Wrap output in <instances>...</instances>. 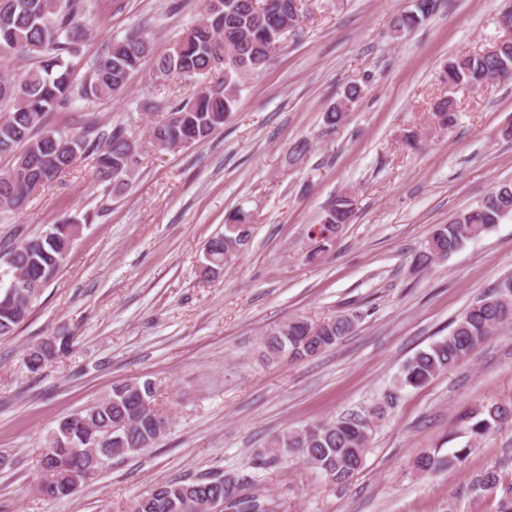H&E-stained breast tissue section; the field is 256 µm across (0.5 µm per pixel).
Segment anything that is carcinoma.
Masks as SVG:
<instances>
[{
    "instance_id": "cac0c4a2",
    "label": "carcinoma",
    "mask_w": 512,
    "mask_h": 512,
    "mask_svg": "<svg viewBox=\"0 0 512 512\" xmlns=\"http://www.w3.org/2000/svg\"><path fill=\"white\" fill-rule=\"evenodd\" d=\"M438 0H412V7L396 14L391 21L394 33L402 35L430 18ZM302 0H206L201 17L187 30L173 49L157 59L156 73L194 80L223 68L224 77L201 90L193 99L175 107H161L163 113L150 127L149 139L137 144L120 129L109 132L87 125L80 129L52 128L45 125L50 112L119 96L141 60L151 51V43L139 32H130L116 41L103 56L87 64L82 82L74 81L77 44L89 31L90 11L86 0H0V54L30 60L33 66L22 76L0 74V156L10 158L11 166L0 173V209L17 210L37 189L51 184L83 159L94 161L95 180L104 190L120 195L140 163L143 149L172 151L202 143L232 114L242 79L262 68L281 45L287 21L298 22ZM512 79V38H503L493 47L458 56L448 62L440 75L448 95L437 100L432 113L438 121L453 126L456 89H477L491 76ZM363 89L350 84L335 105L324 112L329 130L341 125L346 112ZM354 200L341 195L333 200L321 218L311 225L316 253H323L350 223ZM512 216V181L497 184L474 208L461 213L449 224H439L413 261L427 268L458 250L467 240L489 230ZM252 223L241 210L231 211L221 235L209 241L204 257V274L221 272L230 264L224 255V241L235 242L237 225ZM81 229V222L70 218L30 238L11 244L0 260L7 269L0 271V338L13 336L28 318L46 285L67 259ZM11 276L8 285L3 277ZM512 320V276L500 280L483 299L468 307L447 336L418 351L403 367L402 387L419 388L441 373L452 369L499 327ZM354 316L338 313L323 320L303 316L288 320L263 340L264 356L290 362L314 356L352 333ZM73 348V339L48 338L27 347L23 361L38 372L45 364ZM154 384L138 379L112 386L111 392L84 407L101 441L96 443L100 462L87 454L79 434L64 430L58 423L54 447L39 459L41 470H51L56 479L73 473L80 483L86 469L103 467L112 459L139 453L158 442L167 427L156 428L152 410L138 407L135 389L147 402H155ZM373 409L367 414L351 413L336 421L304 428L287 429L274 436L267 448L256 454V463L272 467L290 454H300L335 485L347 483L360 470L370 439ZM512 418V406L492 405L487 416L476 420L470 430L476 435L488 432L493 424ZM467 449L448 458L425 454L416 460L418 470L435 472L462 461ZM218 482L229 512H270V504L257 494L243 495L240 479L217 476L208 479L168 481L154 485L127 504V512H195L197 505Z\"/></svg>"
}]
</instances>
